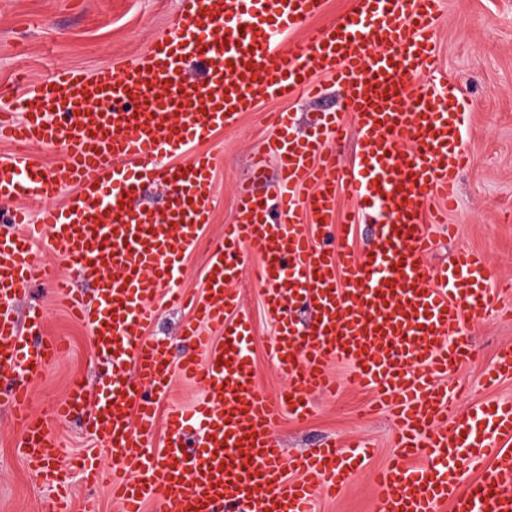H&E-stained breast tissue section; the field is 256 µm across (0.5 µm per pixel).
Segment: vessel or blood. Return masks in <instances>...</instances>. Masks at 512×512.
Returning <instances> with one entry per match:
<instances>
[{
    "label": "vessel or blood",
    "mask_w": 512,
    "mask_h": 512,
    "mask_svg": "<svg viewBox=\"0 0 512 512\" xmlns=\"http://www.w3.org/2000/svg\"><path fill=\"white\" fill-rule=\"evenodd\" d=\"M441 0H353L336 22L308 29L323 0H183L146 52L93 70L54 68L0 109V203H15L0 234V301L12 302L39 268L45 240L66 270L55 288L86 328L95 358L112 366L96 394L72 383L48 417L29 411L31 381L60 353L35 341L42 311L24 323L0 315V381L19 425L18 451L49 483L59 450L50 422L85 413L98 452L115 462L103 474L98 453L72 462L87 480L109 479L120 512H315L363 467L366 453L333 440L285 459L272 431L282 417L307 420L313 399L335 393L329 364L349 365L357 386L393 404L395 459L375 476L374 512H512V402H485L449 419L452 387L442 379L470 360L466 316L493 307L497 286L481 254L461 250L430 269L434 200L453 204L468 160L461 150L466 106L451 84L414 88L434 69L432 28ZM303 39H294L298 30ZM196 60L204 78L188 75ZM336 80L339 110L313 133L292 132L282 112L276 133L251 167L274 158L271 196L241 186L223 239L210 246L201 296L185 299L175 282L202 240L215 204L214 158L189 152L202 134L234 123L266 98L314 97V73ZM356 136V162L342 163L332 143ZM57 145L61 159L43 168L35 147ZM147 182L169 190L161 210L131 204ZM371 204L380 226L373 246L355 253L325 249L311 224L336 221L338 193ZM283 221H269L272 206ZM252 267L276 325L272 359L288 377L276 396L261 392L249 355L251 324L229 286ZM94 281L87 306L71 273ZM189 301L184 336L199 356L171 366L167 345L147 337L156 302ZM316 312L306 332L288 308ZM219 328V338L202 326ZM203 391L190 414L171 413L169 439L149 451L158 402L173 370ZM483 462L472 482L462 465Z\"/></svg>",
    "instance_id": "b4317fda"
}]
</instances>
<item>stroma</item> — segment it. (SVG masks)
I'll list each match as a JSON object with an SVG mask.
<instances>
[{
    "label": "stroma",
    "instance_id": "obj_1",
    "mask_svg": "<svg viewBox=\"0 0 512 512\" xmlns=\"http://www.w3.org/2000/svg\"><path fill=\"white\" fill-rule=\"evenodd\" d=\"M181 0H0V107L10 106L19 83L32 86L54 67L92 70L116 56L135 58L144 53L153 39L165 31L168 15ZM437 72L460 89L467 104L462 148L471 158L457 187L456 203L448 214L458 227L456 236L432 226L435 245L426 259L429 267H440L460 249L483 253L490 275L496 280H512V0H445L434 28ZM322 95L316 99H266L259 109L244 113L233 125L204 134L191 143V150L211 152L216 159V202L207 236L223 234L235 213L237 191L252 180L251 156L265 147L272 132L265 116L288 112L295 132L313 130L320 115L339 109L340 96L331 76L317 77ZM358 204L346 194L336 201L335 234H324L320 243L329 246L342 241L356 250L368 247L376 230L374 220L345 230L348 214ZM40 270L19 294L18 315L30 308L42 309L51 337L62 342L65 353L49 363L42 376L31 385V410L47 414L62 401L73 381H82L88 391L108 372L106 364L94 359L84 327L69 314L52 288L53 277L63 270L61 260L47 246H39ZM234 287L253 327L251 358L257 386L276 395L288 384L271 357L275 323L266 313L261 295L248 274H240ZM189 310L161 306L150 327L152 336L166 340L172 362L194 354L193 345L182 336ZM467 334L478 354L475 361L461 366L453 375L462 394L450 407L458 415L469 406L488 400L512 401V378L488 384L498 349L512 344V319L491 314L467 318ZM341 384L332 397L314 401L307 422L288 418L273 430L287 456L317 447L321 440L369 441L373 455L366 461L352 485L336 499L316 505V512H374L372 475L389 463L395 453L396 434L392 413L373 408V395L356 389L349 381L346 363L332 364ZM200 398L190 381L174 378L172 391L162 399L151 449H159L166 433L170 408L190 411ZM60 444L56 466L96 445L80 415L52 424ZM10 410L0 403V512H53L54 491L26 465L15 442Z\"/></svg>",
    "mask_w": 512,
    "mask_h": 512
}]
</instances>
